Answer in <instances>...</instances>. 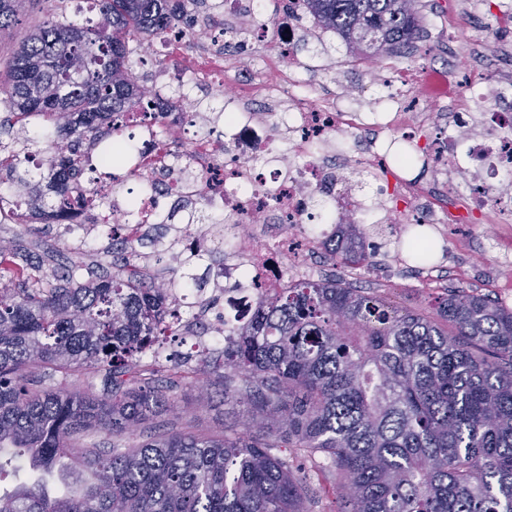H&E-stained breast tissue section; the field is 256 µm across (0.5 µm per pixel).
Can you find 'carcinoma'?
Here are the masks:
<instances>
[{"mask_svg":"<svg viewBox=\"0 0 512 512\" xmlns=\"http://www.w3.org/2000/svg\"><path fill=\"white\" fill-rule=\"evenodd\" d=\"M51 0L44 20L0 74V202L11 220L79 223L71 186L133 150L123 122L140 106L130 43L165 27L187 0H95L82 24ZM318 27L341 36L356 60L392 56L424 28L420 0H295ZM23 0H0V31ZM109 139L97 160L89 139ZM47 161L46 183L28 164ZM198 224L175 205L162 223ZM366 231L337 224L325 251L368 265ZM407 249L426 263L424 236ZM39 256L0 243V271L32 274L0 289V481L29 456L37 477L0 492V512H308L307 476L276 448H295L336 471V512H512V309L455 290L436 316L401 315L336 279L292 281L262 298L251 321L224 338V400L256 423L222 436L158 434L123 451L80 447L88 432L121 434L155 411L175 412L165 388L118 377L160 335L161 274L120 268L78 281L76 266L38 274ZM105 368L109 392L36 390L27 370ZM73 475L56 491L43 476Z\"/></svg>","mask_w":512,"mask_h":512,"instance_id":"obj_1","label":"carcinoma"}]
</instances>
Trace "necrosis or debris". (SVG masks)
I'll return each instance as SVG.
<instances>
[{
	"mask_svg": "<svg viewBox=\"0 0 512 512\" xmlns=\"http://www.w3.org/2000/svg\"><path fill=\"white\" fill-rule=\"evenodd\" d=\"M263 0H224L218 9L189 8L182 25L150 37L164 56L156 67L146 96L155 119L139 128L136 149L124 167L139 175L145 189L134 208L112 189L103 171L91 173L98 203L93 210L97 227H115L116 239L139 243L146 225L156 223L165 202L175 199L205 175L209 186L202 200L206 209L223 216L220 224L185 226L184 245L207 257L208 286L196 289L181 283L171 300L178 307V334L192 338L191 357L212 354L224 346V331L247 323L257 300L279 292L288 281L310 276L323 259V234L311 226L309 198L327 191V223H338L347 212L398 226L464 224L473 211L492 210L512 215V99L499 94L498 85L512 83V74L494 76L486 92L459 79L456 70L428 68L384 79V86H400L386 110L357 111L350 100L331 91L322 107L313 109L304 98L312 73L298 65L293 54L307 26L290 10L279 11L273 26L260 24ZM209 42L199 56L203 68L186 69L182 80L190 88L213 73H230L238 85L226 96L228 115L222 131L206 134L210 115L198 112L200 128L192 140L182 138L179 115L184 99L169 92L167 62L191 58L189 49L198 32ZM259 33L264 55L248 59L245 51L228 47L226 34ZM288 96L290 108L276 106ZM445 104L453 136L436 142L423 159L435 169V184L404 174L394 177L396 194L406 208L381 207L364 211L353 191L336 182L338 168L353 164L368 174L386 173L390 163L375 149L382 133L431 122L432 113L412 109V102ZM249 227L253 244L225 251V244L242 227ZM221 262H213L215 253Z\"/></svg>",
	"mask_w": 512,
	"mask_h": 512,
	"instance_id": "necrosis-or-debris-1",
	"label": "necrosis or debris"
}]
</instances>
